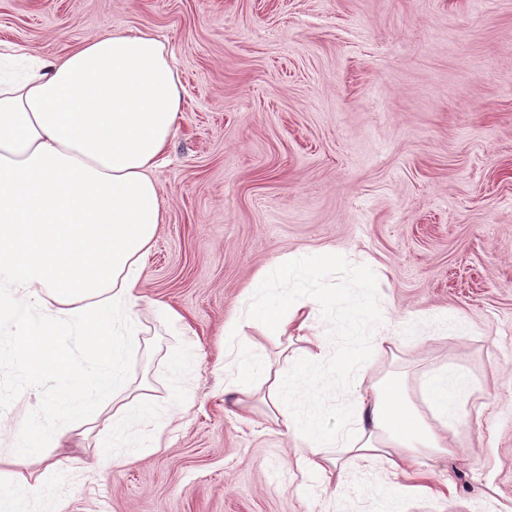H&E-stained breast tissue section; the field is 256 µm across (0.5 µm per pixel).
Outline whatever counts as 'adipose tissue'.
Masks as SVG:
<instances>
[{
	"mask_svg": "<svg viewBox=\"0 0 512 512\" xmlns=\"http://www.w3.org/2000/svg\"><path fill=\"white\" fill-rule=\"evenodd\" d=\"M182 86L165 45L147 33L115 31L61 58L32 56L25 75L0 79V330L12 340L14 360L29 374L55 373L49 416L86 419L90 393L112 396V441L126 456L158 446L157 411L141 399L129 411L125 365L135 340L140 261L148 252L163 201L153 178L178 131ZM275 268L257 274L248 293L262 304L271 333L306 334L310 348L300 366L316 376L323 336L310 333L315 304L288 300L276 286ZM80 328L89 367L74 366L58 339ZM227 390L238 404L262 400L296 435L342 449L367 463L396 452H446L445 435L460 417L464 384L440 371L422 384L431 411L423 416L404 385L383 382L359 388L352 419L360 436L327 434L320 415L291 409L294 392L269 362L237 352L225 365ZM269 378L265 392L254 376ZM69 430L21 429L0 465L17 468L21 494L0 497V512H27L42 500L41 479L27 468L50 470L47 449H67Z\"/></svg>",
	"mask_w": 512,
	"mask_h": 512,
	"instance_id": "adipose-tissue-1",
	"label": "adipose tissue"
}]
</instances>
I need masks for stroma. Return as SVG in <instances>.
<instances>
[{"instance_id":"35a3bbf8","label":"stroma","mask_w":512,"mask_h":512,"mask_svg":"<svg viewBox=\"0 0 512 512\" xmlns=\"http://www.w3.org/2000/svg\"><path fill=\"white\" fill-rule=\"evenodd\" d=\"M116 29L157 37L183 86L126 367L165 427L154 453L98 460L112 403L91 397L75 457L48 451L46 505L512 512V0H0V50L62 57ZM301 255L327 356L293 379L297 404L333 433L351 419L349 364L371 383L406 373L418 406L448 368L467 382L449 453L401 471L327 448L342 477L304 473L299 438L225 395L229 351L302 358L304 340L224 332L251 278L273 266L290 291ZM352 310L367 313L354 333ZM12 361L0 348V417L63 425L40 410L56 376L29 388Z\"/></svg>"}]
</instances>
